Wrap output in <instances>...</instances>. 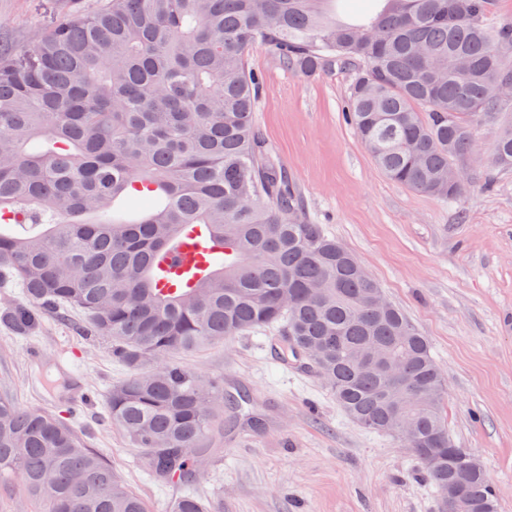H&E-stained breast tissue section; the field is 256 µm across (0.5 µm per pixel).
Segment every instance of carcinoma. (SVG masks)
<instances>
[{
  "label": "carcinoma",
  "instance_id": "cac0c4a2",
  "mask_svg": "<svg viewBox=\"0 0 512 512\" xmlns=\"http://www.w3.org/2000/svg\"><path fill=\"white\" fill-rule=\"evenodd\" d=\"M342 0H107L63 13L32 48L0 49V282L34 306L80 312L131 375L107 412L145 451L150 472L194 482L221 383L174 356L279 326L281 359L315 353L336 402L364 428L400 440L437 491L441 512H497L494 484L457 448L444 384L425 336L395 305L373 306L372 275L303 212L255 121L264 45L312 75L356 74L344 116L390 180L453 201L456 169L481 121L512 110V22L491 0H381L340 16ZM512 168V125L492 147ZM21 214V237L7 229ZM200 224L231 253L190 288L156 287L153 265L178 263L182 230ZM394 359L395 382L384 361ZM152 368L147 370L145 365ZM445 456L435 466L426 451ZM15 476L45 512H148L102 456L53 415L0 394V478ZM169 512H207L188 493Z\"/></svg>",
  "mask_w": 512,
  "mask_h": 512
}]
</instances>
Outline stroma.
Masks as SVG:
<instances>
[{
    "instance_id": "35a3bbf8",
    "label": "stroma",
    "mask_w": 512,
    "mask_h": 512,
    "mask_svg": "<svg viewBox=\"0 0 512 512\" xmlns=\"http://www.w3.org/2000/svg\"><path fill=\"white\" fill-rule=\"evenodd\" d=\"M101 0H0V44L24 49L62 12ZM256 121L273 157L301 190L313 223L350 250L427 337L446 385L448 434L474 453L512 512V168L474 176L448 202L414 192L376 167L343 112L355 74L338 65L308 77L254 47ZM20 289L0 287V394L55 414L99 453L150 512L194 492L209 512H437L438 494L392 434H376L337 405L317 373L284 364L277 329L244 333L177 355L187 371L248 395L258 423L225 408L203 440L194 484L150 476L106 413L112 384L129 370L78 316L43 309L17 330L5 309ZM69 349L85 390L60 400L48 386L54 355Z\"/></svg>"
}]
</instances>
